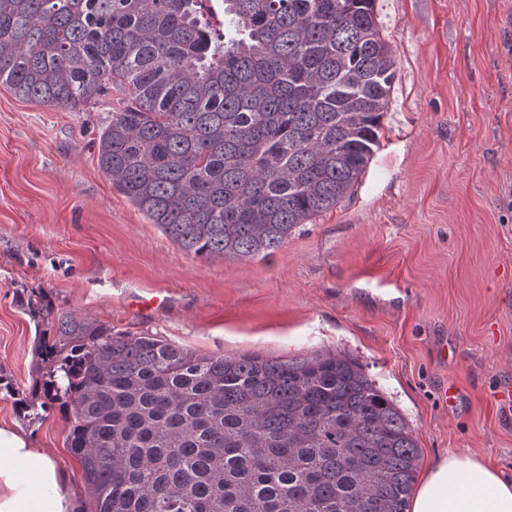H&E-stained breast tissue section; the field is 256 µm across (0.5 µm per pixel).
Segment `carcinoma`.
<instances>
[{
  "label": "carcinoma",
  "mask_w": 512,
  "mask_h": 512,
  "mask_svg": "<svg viewBox=\"0 0 512 512\" xmlns=\"http://www.w3.org/2000/svg\"><path fill=\"white\" fill-rule=\"evenodd\" d=\"M0 0V85L121 93L100 170L184 253L267 258L350 195L394 81L375 0ZM96 512H408L420 449L341 350L202 355L61 314L47 350Z\"/></svg>",
  "instance_id": "obj_1"
}]
</instances>
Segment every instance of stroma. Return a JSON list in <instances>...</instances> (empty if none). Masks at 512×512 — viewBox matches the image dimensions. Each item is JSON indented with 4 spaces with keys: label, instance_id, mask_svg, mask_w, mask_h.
Segmentation results:
<instances>
[{
    "label": "stroma",
    "instance_id": "stroma-1",
    "mask_svg": "<svg viewBox=\"0 0 512 512\" xmlns=\"http://www.w3.org/2000/svg\"><path fill=\"white\" fill-rule=\"evenodd\" d=\"M395 62L381 147L349 198L270 257L186 255L113 187L98 137L118 94L76 108L0 86V424L95 499L45 397L59 313L200 354L357 356L406 416L419 475L446 453L512 477V0H376ZM161 293L166 306L138 313ZM454 386V406L439 398Z\"/></svg>",
    "mask_w": 512,
    "mask_h": 512
}]
</instances>
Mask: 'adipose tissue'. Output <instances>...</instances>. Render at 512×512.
I'll use <instances>...</instances> for the list:
<instances>
[{"label": "adipose tissue", "instance_id": "adipose-tissue-1", "mask_svg": "<svg viewBox=\"0 0 512 512\" xmlns=\"http://www.w3.org/2000/svg\"><path fill=\"white\" fill-rule=\"evenodd\" d=\"M71 474L15 424L0 425V512H76ZM409 512H512V478L449 453L417 488Z\"/></svg>", "mask_w": 512, "mask_h": 512}]
</instances>
